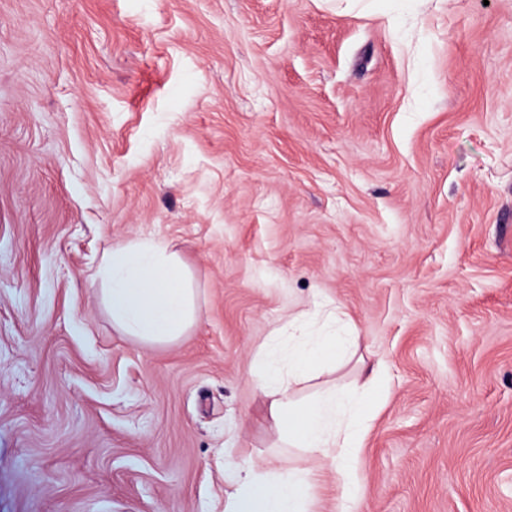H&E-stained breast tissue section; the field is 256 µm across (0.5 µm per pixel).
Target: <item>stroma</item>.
Masks as SVG:
<instances>
[{
	"label": "stroma",
	"instance_id": "obj_1",
	"mask_svg": "<svg viewBox=\"0 0 512 512\" xmlns=\"http://www.w3.org/2000/svg\"><path fill=\"white\" fill-rule=\"evenodd\" d=\"M165 239L198 325L91 279ZM339 303L383 363L357 512H512V0H0V512H225L288 447L251 373ZM99 274L113 326L144 349L176 342L199 322L193 289L163 240L112 246Z\"/></svg>",
	"mask_w": 512,
	"mask_h": 512
}]
</instances>
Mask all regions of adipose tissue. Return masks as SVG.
<instances>
[{
  "label": "adipose tissue",
  "mask_w": 512,
  "mask_h": 512,
  "mask_svg": "<svg viewBox=\"0 0 512 512\" xmlns=\"http://www.w3.org/2000/svg\"><path fill=\"white\" fill-rule=\"evenodd\" d=\"M102 302L112 324L143 348L178 341L199 322L192 289L183 285V269L164 241L154 238L114 245L99 270ZM353 341L333 335L292 336L288 362L280 364L270 348H262V366L254 384L273 396V409L289 447L319 454L336 476V512H354L357 500L355 465L369 431L368 407L374 390L383 388V366L367 381L346 391L327 389L306 407L289 391L307 379L312 360L327 354L351 353ZM228 481L235 492L231 512H308L318 476L307 469L264 473L254 460L239 456Z\"/></svg>",
  "instance_id": "ef3b65f1"
}]
</instances>
